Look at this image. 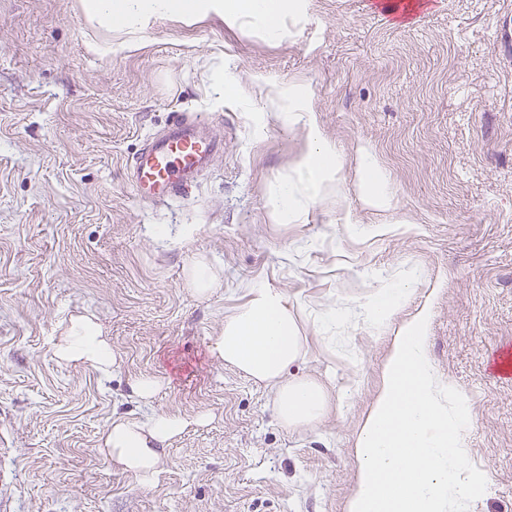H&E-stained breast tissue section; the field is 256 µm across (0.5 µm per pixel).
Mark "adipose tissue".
<instances>
[{
  "instance_id": "obj_1",
  "label": "adipose tissue",
  "mask_w": 512,
  "mask_h": 512,
  "mask_svg": "<svg viewBox=\"0 0 512 512\" xmlns=\"http://www.w3.org/2000/svg\"><path fill=\"white\" fill-rule=\"evenodd\" d=\"M89 18L114 30L143 26L154 18L193 20L209 14L236 23L245 17L266 21L268 38L281 34L284 16L301 12L303 0H83ZM274 110L289 126L306 130L305 150L296 167L309 199L321 197L341 170L336 147L310 124L311 107L296 88L277 91ZM358 191L374 208L391 205L386 175L369 153L358 157ZM420 278L413 270L391 288L378 289L366 303V319L383 330ZM247 301L224 320L211 353L274 395L279 423L289 431L319 423L331 394L315 377H289L288 368L304 353L287 295L275 288H249ZM426 313L396 336L382 370V384L364 417L355 443L359 461L346 512H461L471 491L463 469V438L470 426L463 402H449L433 373L424 347ZM63 365L89 366L109 376L118 364L112 342L90 316L70 318L52 344ZM191 421L178 414L152 412L141 420L113 418L99 448L113 467L141 485L153 484L168 442Z\"/></svg>"
}]
</instances>
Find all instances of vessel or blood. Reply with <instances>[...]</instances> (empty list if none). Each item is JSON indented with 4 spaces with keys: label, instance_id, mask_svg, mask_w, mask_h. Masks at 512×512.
<instances>
[{
    "label": "vessel or blood",
    "instance_id": "obj_1",
    "mask_svg": "<svg viewBox=\"0 0 512 512\" xmlns=\"http://www.w3.org/2000/svg\"><path fill=\"white\" fill-rule=\"evenodd\" d=\"M198 118L179 114L167 129L148 136L131 160L132 184L145 203L190 192L199 170L224 151L222 140L204 135Z\"/></svg>",
    "mask_w": 512,
    "mask_h": 512
}]
</instances>
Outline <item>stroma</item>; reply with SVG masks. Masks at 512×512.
I'll return each mask as SVG.
<instances>
[{
	"label": "stroma",
	"instance_id": "stroma-1",
	"mask_svg": "<svg viewBox=\"0 0 512 512\" xmlns=\"http://www.w3.org/2000/svg\"><path fill=\"white\" fill-rule=\"evenodd\" d=\"M283 30L271 40L260 22L210 14L126 33L81 0H0V498L11 512H344L384 356L424 309L432 366L471 421L468 512H512V379L486 370L512 343V0H434L408 24L368 0H306ZM94 39L113 52L88 54ZM228 73L245 97L217 93ZM274 85L307 93L343 164L336 191L281 223L272 196L306 140L269 115ZM174 111L205 117L224 152L189 194L141 202L130 161ZM363 150L389 174L390 209L358 195ZM201 257L224 281L205 297L187 277ZM409 265L421 280L373 330L361 303ZM256 285L287 294L307 338L289 375L334 390L316 427L284 429L272 394L209 352ZM86 313L119 353L106 380L52 357ZM143 373L166 380L148 408L127 398ZM150 409L206 421L171 440L143 488L98 442L112 418Z\"/></svg>",
	"mask_w": 512,
	"mask_h": 512
}]
</instances>
